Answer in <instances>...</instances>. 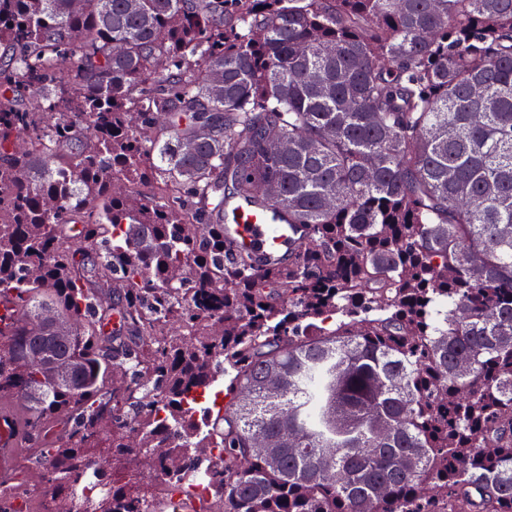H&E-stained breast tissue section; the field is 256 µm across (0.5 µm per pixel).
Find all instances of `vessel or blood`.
Returning <instances> with one entry per match:
<instances>
[{
	"mask_svg": "<svg viewBox=\"0 0 512 512\" xmlns=\"http://www.w3.org/2000/svg\"><path fill=\"white\" fill-rule=\"evenodd\" d=\"M226 241L241 255L262 265L284 263L289 253L297 250L302 237L287 224L273 221L270 213L248 200H240L228 208L224 225ZM17 428L9 413L0 414V467L17 445Z\"/></svg>",
	"mask_w": 512,
	"mask_h": 512,
	"instance_id": "1",
	"label": "vessel or blood"
}]
</instances>
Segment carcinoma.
Returning <instances> with one entry per match:
<instances>
[{"label": "carcinoma", "instance_id": "1", "mask_svg": "<svg viewBox=\"0 0 512 512\" xmlns=\"http://www.w3.org/2000/svg\"><path fill=\"white\" fill-rule=\"evenodd\" d=\"M236 196L287 263L235 254ZM6 291L64 512L138 494L73 501L100 445L185 487L223 449L224 512H512V0H0ZM224 238L243 257L261 265L282 264L303 242L289 224H277L270 213L249 200L228 206Z\"/></svg>", "mask_w": 512, "mask_h": 512}]
</instances>
